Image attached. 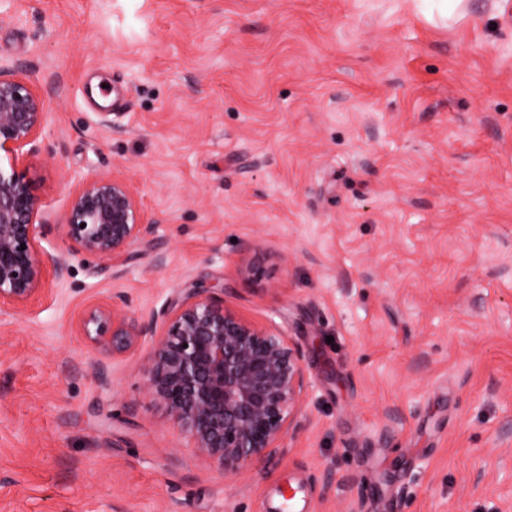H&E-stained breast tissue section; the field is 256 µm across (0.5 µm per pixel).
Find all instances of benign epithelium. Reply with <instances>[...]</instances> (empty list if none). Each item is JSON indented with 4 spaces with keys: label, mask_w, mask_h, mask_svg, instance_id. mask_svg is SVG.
Here are the masks:
<instances>
[{
    "label": "benign epithelium",
    "mask_w": 512,
    "mask_h": 512,
    "mask_svg": "<svg viewBox=\"0 0 512 512\" xmlns=\"http://www.w3.org/2000/svg\"><path fill=\"white\" fill-rule=\"evenodd\" d=\"M46 123L43 99L17 69L0 66V308L22 313L51 297L41 259L42 203L18 170L37 151ZM137 191L119 175L95 176L71 194L63 232L79 251L111 260L153 233ZM92 342L114 356L145 338L148 395L161 403L203 457L237 473L276 456L301 412L307 381L302 354L283 332L255 325L224 302L219 288H187L147 316L135 318L126 300L92 306L82 320Z\"/></svg>",
    "instance_id": "7a95c632"
}]
</instances>
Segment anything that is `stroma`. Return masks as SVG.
<instances>
[{"mask_svg": "<svg viewBox=\"0 0 512 512\" xmlns=\"http://www.w3.org/2000/svg\"><path fill=\"white\" fill-rule=\"evenodd\" d=\"M0 64L48 117L22 168L55 296L0 311V512H512V0H0ZM111 90L100 105L93 89ZM155 231L70 249L79 179ZM286 333L283 455L225 475L145 392L152 348L80 330L177 290ZM105 366L97 375L96 363Z\"/></svg>", "mask_w": 512, "mask_h": 512, "instance_id": "1", "label": "stroma"}]
</instances>
